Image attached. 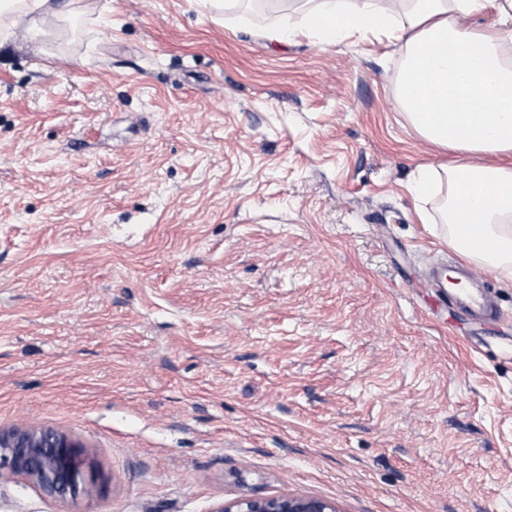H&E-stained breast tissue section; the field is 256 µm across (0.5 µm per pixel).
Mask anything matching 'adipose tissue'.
Returning <instances> with one entry per match:
<instances>
[{
    "instance_id": "ef3b65f1",
    "label": "adipose tissue",
    "mask_w": 512,
    "mask_h": 512,
    "mask_svg": "<svg viewBox=\"0 0 512 512\" xmlns=\"http://www.w3.org/2000/svg\"><path fill=\"white\" fill-rule=\"evenodd\" d=\"M300 24L255 26L270 42L306 36L325 45L369 36L402 58L396 98L418 136L451 153L422 165L413 196L441 194L448 245L512 280V0H298ZM493 12L483 26L472 17Z\"/></svg>"
}]
</instances>
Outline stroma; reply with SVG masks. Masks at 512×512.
<instances>
[{
  "instance_id": "35a3bbf8",
  "label": "stroma",
  "mask_w": 512,
  "mask_h": 512,
  "mask_svg": "<svg viewBox=\"0 0 512 512\" xmlns=\"http://www.w3.org/2000/svg\"><path fill=\"white\" fill-rule=\"evenodd\" d=\"M0 41V430L80 441L75 502L213 512L252 490L338 512H512V281L475 327L407 189L447 162L375 39L274 45L222 0H79ZM428 282L437 299L449 302L467 320L486 325L498 318L499 310L492 302L493 292L490 288L476 293L459 286L460 282L431 274H428Z\"/></svg>"
}]
</instances>
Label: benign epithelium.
I'll use <instances>...</instances> for the list:
<instances>
[{"label": "benign epithelium", "instance_id": "7a95c632", "mask_svg": "<svg viewBox=\"0 0 512 512\" xmlns=\"http://www.w3.org/2000/svg\"><path fill=\"white\" fill-rule=\"evenodd\" d=\"M18 476L46 496L76 499L89 495L96 478L84 446L49 428L0 431V477ZM213 512H337L329 501L291 494H244Z\"/></svg>", "mask_w": 512, "mask_h": 512}]
</instances>
